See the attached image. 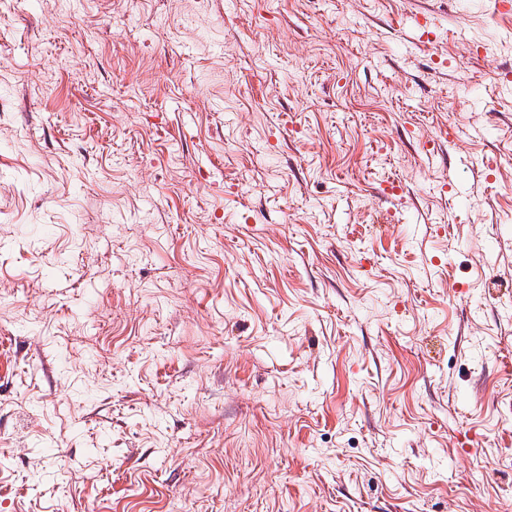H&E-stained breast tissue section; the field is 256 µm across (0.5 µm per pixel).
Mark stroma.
<instances>
[{
  "mask_svg": "<svg viewBox=\"0 0 512 512\" xmlns=\"http://www.w3.org/2000/svg\"><path fill=\"white\" fill-rule=\"evenodd\" d=\"M1 102L0 512H512L495 0H0Z\"/></svg>",
  "mask_w": 512,
  "mask_h": 512,
  "instance_id": "obj_1",
  "label": "stroma"
}]
</instances>
